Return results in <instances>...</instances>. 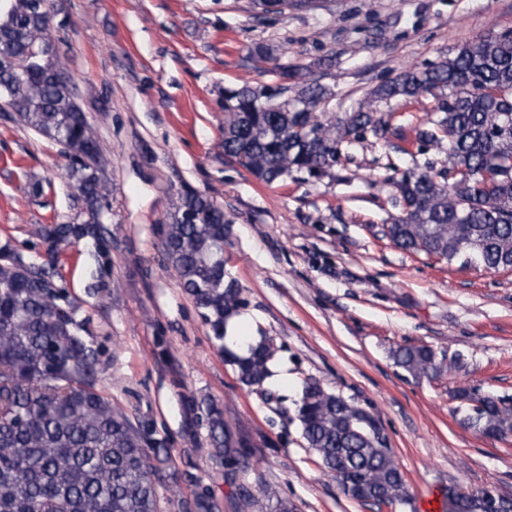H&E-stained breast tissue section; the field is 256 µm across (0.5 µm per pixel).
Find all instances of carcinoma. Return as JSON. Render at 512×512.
<instances>
[{
	"instance_id": "1",
	"label": "carcinoma",
	"mask_w": 512,
	"mask_h": 512,
	"mask_svg": "<svg viewBox=\"0 0 512 512\" xmlns=\"http://www.w3.org/2000/svg\"><path fill=\"white\" fill-rule=\"evenodd\" d=\"M55 40L34 0L0 3V101L16 120L65 148L67 175L81 193L83 223L36 234L78 237L99 223L112 183L100 167L101 146L78 109L74 85L62 79L60 54L30 67L29 57ZM283 83L261 89L245 82L224 90V156L271 184L292 173L321 177L341 158V145L371 133L387 139L388 123L373 104L431 96L437 117L416 128V140L445 148L448 165H428L392 178L403 213L387 226L398 247L487 270H512V34L489 33L455 47L432 65L378 86L341 120L317 111L325 90L314 73L285 68ZM165 249L183 287L214 336L242 305L239 284L224 275V209L208 196L181 197ZM47 272L19 258L0 260V512H159L158 485L168 462L164 443L154 454L129 418L97 387V352L73 329ZM278 348L261 336L239 354L224 348L239 382L293 412L308 447L342 491L363 502L403 504L408 491L375 419L316 380L294 398L267 388ZM396 364L415 378H432L445 355L404 346ZM464 421L485 437L512 433V404L485 396ZM208 437L226 475L254 512H294L274 486L256 498L245 484V442L206 406ZM443 512H489L481 494L447 493Z\"/></svg>"
}]
</instances>
